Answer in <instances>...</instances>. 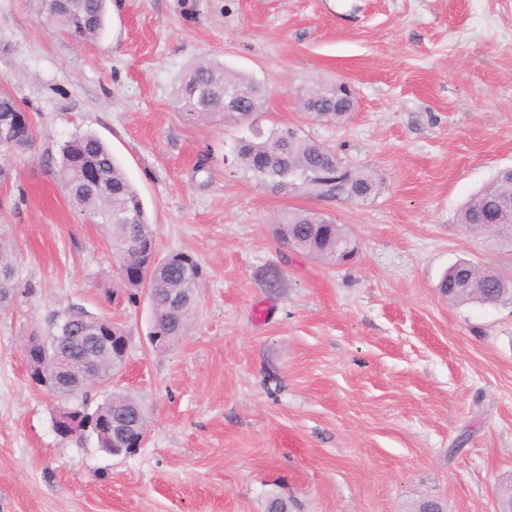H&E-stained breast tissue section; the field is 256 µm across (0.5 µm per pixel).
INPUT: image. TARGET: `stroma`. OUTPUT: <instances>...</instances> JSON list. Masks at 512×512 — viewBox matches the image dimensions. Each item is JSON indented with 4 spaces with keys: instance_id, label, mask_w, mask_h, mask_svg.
<instances>
[{
    "instance_id": "1",
    "label": "stroma",
    "mask_w": 512,
    "mask_h": 512,
    "mask_svg": "<svg viewBox=\"0 0 512 512\" xmlns=\"http://www.w3.org/2000/svg\"><path fill=\"white\" fill-rule=\"evenodd\" d=\"M40 0H0V92L36 142L0 154V240L17 293L0 313V512H496L512 483V306L449 302L460 260L512 276V237L458 224L512 167V0H107L78 44ZM202 60L266 90L257 126L190 122L173 107ZM350 80L340 126L308 119L313 83ZM290 128L381 185L366 200L275 189L226 165L237 140ZM111 147L157 230L206 277L188 331L148 340L152 310L117 291L103 228L74 209L59 147ZM329 215L355 241L335 266L287 248L279 213ZM275 269L281 287H268ZM71 306L116 318L125 365L93 388L145 407L146 440L113 457L53 427L64 398L34 386L24 344Z\"/></svg>"
}]
</instances>
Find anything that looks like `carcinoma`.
I'll return each mask as SVG.
<instances>
[{
    "label": "carcinoma",
    "mask_w": 512,
    "mask_h": 512,
    "mask_svg": "<svg viewBox=\"0 0 512 512\" xmlns=\"http://www.w3.org/2000/svg\"><path fill=\"white\" fill-rule=\"evenodd\" d=\"M43 22L77 42L97 38L105 25V0H42ZM245 92V111H224V89ZM178 108L189 119L207 121L218 116L226 122L249 123L263 112L265 96L252 77L216 62H201L183 78L177 91ZM342 102L344 109L327 114L320 111L328 103ZM354 104L334 84H319L301 97V111L309 117L338 124L348 119ZM232 163L275 188L287 186L285 172H296L298 187L320 198L344 197L365 200L375 195L380 181L366 172L349 168L326 145L303 137L288 128L257 142L241 139L233 151ZM96 171L91 184L84 178V167ZM59 175L73 206L92 215L105 226L119 266L130 271L120 279L127 302L136 304L141 295L150 300L153 312L152 345L165 348L178 340L189 327L196 309L197 291L204 278L201 263L187 253L165 258L157 256L156 230L149 223L141 197L107 145L94 133H79L60 148ZM512 198V169L501 170L484 188L472 195L459 212V223L478 228L490 223L499 202ZM274 236L289 247L321 260H336V253L352 246L342 225L323 213L295 209L276 218ZM15 260L13 248L0 242V311L10 308L14 296ZM442 295L453 303L512 305V277L460 261L451 266L439 284ZM78 339L65 345V354L75 363L93 345L86 343L80 327L98 320L81 307L73 308ZM89 391L82 392L77 408L104 420L123 415L139 426L147 424L145 407L133 396L117 393L89 410Z\"/></svg>",
    "instance_id": "cac0c4a2"
}]
</instances>
